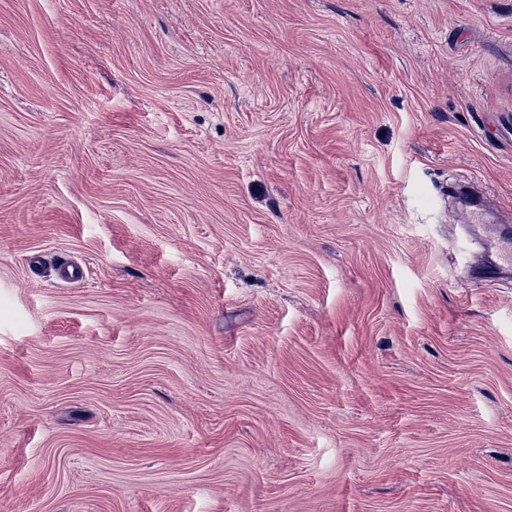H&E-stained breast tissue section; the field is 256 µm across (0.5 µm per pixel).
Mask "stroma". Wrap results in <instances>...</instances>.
<instances>
[{
	"mask_svg": "<svg viewBox=\"0 0 512 512\" xmlns=\"http://www.w3.org/2000/svg\"><path fill=\"white\" fill-rule=\"evenodd\" d=\"M485 224L512 0H0V512H512Z\"/></svg>",
	"mask_w": 512,
	"mask_h": 512,
	"instance_id": "1",
	"label": "stroma"
}]
</instances>
